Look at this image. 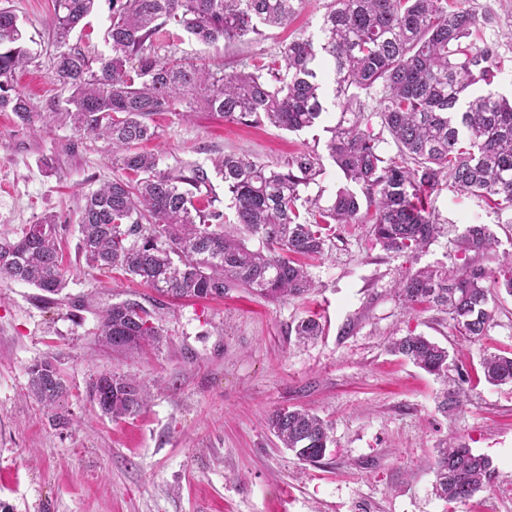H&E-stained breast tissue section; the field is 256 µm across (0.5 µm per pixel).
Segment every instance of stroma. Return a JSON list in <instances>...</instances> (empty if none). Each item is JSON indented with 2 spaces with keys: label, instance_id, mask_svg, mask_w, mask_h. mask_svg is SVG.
<instances>
[{
  "label": "stroma",
  "instance_id": "1",
  "mask_svg": "<svg viewBox=\"0 0 512 512\" xmlns=\"http://www.w3.org/2000/svg\"><path fill=\"white\" fill-rule=\"evenodd\" d=\"M55 0H0L17 16L31 61L13 91L36 117L22 124L0 112V233L15 234L46 215L60 227L67 286L54 303L31 285L0 279V501L13 512H448L433 492L440 449L465 444L495 469L492 488L457 512H512V385L474 382L455 416L438 409L446 383L479 368L482 350L512 351V297L495 303V325L473 342L447 313L409 310L394 288L426 266H459L456 237L486 224L496 245L487 267L512 252V213L453 189L431 208L443 232L426 249L393 253L376 245L365 224H340L329 250L310 260L316 290L274 301L234 288L221 299L176 300L86 264L78 253L85 196L117 169L104 140L75 131L66 116L67 88L52 77L59 45ZM490 14L487 41L504 58L492 92L512 94V0H472ZM324 0H308L291 23L269 27L262 41L227 47L185 39L178 54L232 67L278 53L295 35L318 36ZM111 0H96L69 47L109 55ZM314 126L288 132L229 121L204 109L155 116L159 136L143 150L160 168L209 165L246 153L274 164L300 152L323 166L308 195L330 199L344 186L326 149L339 116L333 96ZM136 302L162 333L157 346L128 355L96 336L102 312ZM318 318L323 332L302 344L294 327ZM424 334L454 361L441 380L391 354L392 338ZM52 362L66 385L55 404L29 388V367ZM135 377L150 389L147 406L119 419L102 414L88 391L102 374ZM305 407L331 426L329 454L298 461L269 431L281 408Z\"/></svg>",
  "mask_w": 512,
  "mask_h": 512
}]
</instances>
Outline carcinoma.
Instances as JSON below:
<instances>
[{
  "instance_id": "obj_1",
  "label": "carcinoma",
  "mask_w": 512,
  "mask_h": 512,
  "mask_svg": "<svg viewBox=\"0 0 512 512\" xmlns=\"http://www.w3.org/2000/svg\"><path fill=\"white\" fill-rule=\"evenodd\" d=\"M305 0H112L111 55L93 68L78 49L58 53L53 78L72 89L67 116L78 132L112 144L120 175L87 195L79 217L85 262L173 298L222 297L244 288L272 300L302 298L313 290L307 268L292 256L325 254L335 224H368L375 242L394 253L416 252L440 233L426 206L442 181L461 194L512 211V99L477 95L501 71L496 47L484 42L489 16L469 0H327L321 37L300 35L276 56L241 59L237 67L211 68L177 55L160 39L173 23L204 45L252 43L265 27L288 25ZM95 0H56L54 31L59 44L92 12ZM28 63L15 13L0 8V112L28 123L30 103L11 94L9 80ZM333 74L340 111L327 150L346 179L331 202L303 196L323 174L319 157L298 153L273 167L245 154L213 162L229 204L211 196L209 172L190 165L158 168L159 158L136 145L156 136L162 112L205 108L232 121L267 123L298 132L320 121L322 70ZM373 112L388 131L397 156L387 160L380 139L362 129ZM60 229L43 217L21 232L0 234V277L30 284L50 295L65 287L59 254ZM256 237L251 249L246 238ZM458 246L482 256L495 237L484 224H469ZM409 305L427 303L450 315L455 329L475 341L494 325L488 305L512 296V253L498 270L477 258L464 265L418 269L397 288ZM321 332L315 319L297 323L308 340ZM150 313L135 302L112 305L101 316L98 340L115 354L160 341ZM390 351L438 378L448 375V349L410 334ZM480 366L493 385L512 383V353H485ZM32 393L53 404L65 385L49 361L29 370ZM147 389L137 380L101 375L90 398L113 418L139 411ZM462 386L444 393L442 408L463 402ZM282 447L305 462L324 459L330 427L305 408H282L267 418ZM438 497L461 506L491 489L490 459L460 444L436 460Z\"/></svg>"
}]
</instances>
